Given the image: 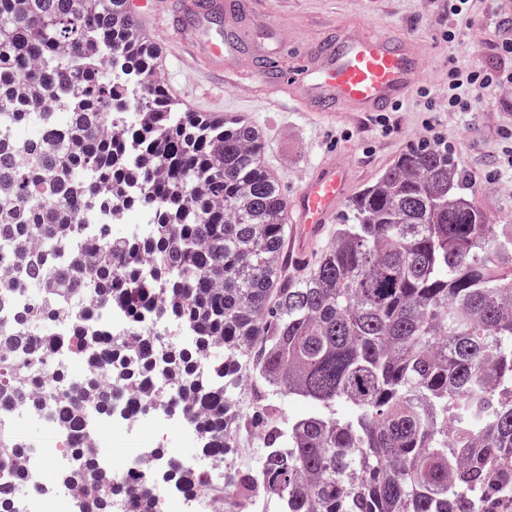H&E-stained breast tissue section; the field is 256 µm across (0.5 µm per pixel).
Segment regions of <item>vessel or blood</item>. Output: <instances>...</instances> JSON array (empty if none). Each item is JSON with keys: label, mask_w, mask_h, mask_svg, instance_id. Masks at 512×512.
Returning <instances> with one entry per match:
<instances>
[{"label": "vessel or blood", "mask_w": 512, "mask_h": 512, "mask_svg": "<svg viewBox=\"0 0 512 512\" xmlns=\"http://www.w3.org/2000/svg\"><path fill=\"white\" fill-rule=\"evenodd\" d=\"M124 10L142 38L158 43L157 20L161 4L125 0ZM191 22L169 23L173 43L181 45L197 66L208 62L239 63L240 40L203 36L205 19L190 5ZM421 65L419 50L406 39L368 34L349 26L337 27L330 43L315 46L299 77L284 81L273 69L255 73L243 87L250 95H275L287 90L291 108L335 119L340 112H385L405 99L415 87ZM350 184V169L336 159L322 162L289 197L286 207L292 231L288 251L295 261H305L335 217Z\"/></svg>", "instance_id": "obj_1"}]
</instances>
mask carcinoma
<instances>
[{
    "label": "carcinoma",
    "mask_w": 512,
    "mask_h": 512,
    "mask_svg": "<svg viewBox=\"0 0 512 512\" xmlns=\"http://www.w3.org/2000/svg\"><path fill=\"white\" fill-rule=\"evenodd\" d=\"M124 0H0V272L37 288L0 326V415L20 382L48 407L81 465V512H162L146 489L112 484L86 447L113 411L181 410L202 453L223 462L241 428L261 435L254 468L229 471L231 499L256 488L285 512H512V224L475 203L448 149L401 155L350 203L303 271L283 246L281 190L259 130L178 106L158 53ZM59 111H37L46 97ZM31 132L16 140L11 127ZM155 209L144 238L106 225L81 244L72 217L113 201ZM118 307L131 329L30 337L64 309ZM169 312L181 338L158 358L143 328ZM93 355L110 383L68 386L59 347ZM254 374L255 408L232 414L230 356ZM171 362L170 387L143 403L130 383ZM307 412L281 421L280 400ZM23 444L0 435V472L24 475ZM166 478L192 495L190 469Z\"/></svg>",
    "instance_id": "obj_1"
}]
</instances>
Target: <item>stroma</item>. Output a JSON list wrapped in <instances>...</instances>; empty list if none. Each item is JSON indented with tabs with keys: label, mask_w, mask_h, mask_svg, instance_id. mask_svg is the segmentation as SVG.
Listing matches in <instances>:
<instances>
[{
	"label": "stroma",
	"mask_w": 512,
	"mask_h": 512,
	"mask_svg": "<svg viewBox=\"0 0 512 512\" xmlns=\"http://www.w3.org/2000/svg\"><path fill=\"white\" fill-rule=\"evenodd\" d=\"M447 7V0H250L251 10L271 15L273 24L253 32L256 49L239 63L236 73L193 66L176 46L161 74L166 84L193 99L196 111L239 116L263 131V162L276 172L282 192L295 190L324 159L333 157L350 165L349 192L357 194L399 156L432 137L444 140L456 166L468 174L478 206L498 223L512 224V176L499 173L496 161L512 140V87L480 95L471 112H448L439 103L451 64L512 66V59L498 48L496 30L501 16L512 17V0H473L471 21L454 43L442 38L452 24ZM337 24L417 44L422 55L418 89L390 110L391 132H381L371 115L340 113L335 120L322 122L239 91L253 66L268 60L282 74H294L311 48ZM102 443L117 455L133 448H160L194 470L210 466L192 440L161 436L150 413L141 416L134 429L118 427L104 433Z\"/></svg>",
	"instance_id": "35a3bbf8"
}]
</instances>
